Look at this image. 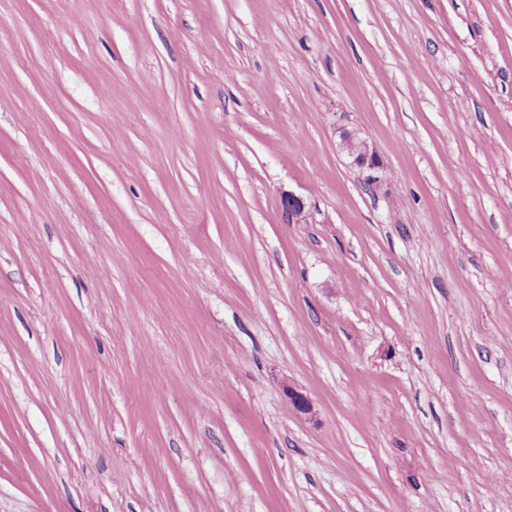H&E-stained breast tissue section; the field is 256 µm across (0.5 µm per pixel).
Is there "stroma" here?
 <instances>
[{"label": "stroma", "instance_id": "stroma-1", "mask_svg": "<svg viewBox=\"0 0 512 512\" xmlns=\"http://www.w3.org/2000/svg\"><path fill=\"white\" fill-rule=\"evenodd\" d=\"M0 512H512V0H0ZM339 147L354 166L367 174L366 179L371 187L379 189L382 186V161L369 147L366 140L358 137L352 131L344 130L340 135ZM281 204L284 217L288 223H307V205L302 197L288 192V194L283 195Z\"/></svg>", "mask_w": 512, "mask_h": 512}]
</instances>
